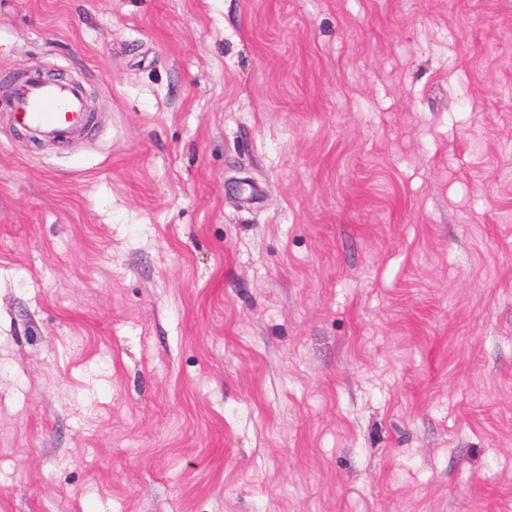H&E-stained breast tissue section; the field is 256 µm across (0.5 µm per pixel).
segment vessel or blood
<instances>
[{"instance_id": "vessel-or-blood-1", "label": "vessel or blood", "mask_w": 512, "mask_h": 512, "mask_svg": "<svg viewBox=\"0 0 512 512\" xmlns=\"http://www.w3.org/2000/svg\"><path fill=\"white\" fill-rule=\"evenodd\" d=\"M0 102L17 126L37 131L42 140L65 146L87 132L89 102L79 85L28 78L8 85Z\"/></svg>"}]
</instances>
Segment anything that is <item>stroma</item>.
<instances>
[{
  "mask_svg": "<svg viewBox=\"0 0 512 512\" xmlns=\"http://www.w3.org/2000/svg\"><path fill=\"white\" fill-rule=\"evenodd\" d=\"M0 512H512V0H0ZM2 101L17 126L44 141L66 146L88 131L89 102L77 84L28 78L8 85Z\"/></svg>",
  "mask_w": 512,
  "mask_h": 512,
  "instance_id": "stroma-1",
  "label": "stroma"
}]
</instances>
